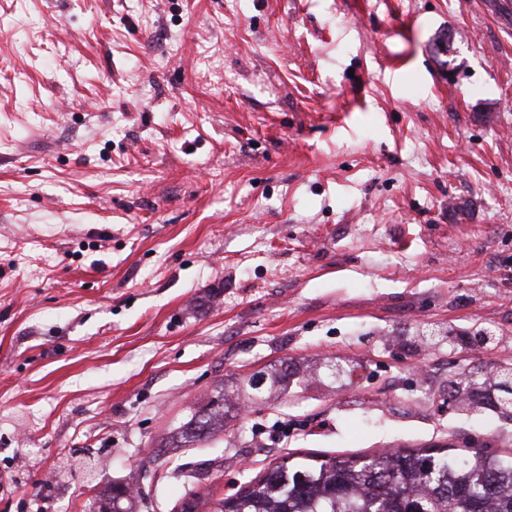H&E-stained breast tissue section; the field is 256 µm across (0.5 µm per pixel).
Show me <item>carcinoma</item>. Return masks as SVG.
<instances>
[{"label": "carcinoma", "mask_w": 512, "mask_h": 512, "mask_svg": "<svg viewBox=\"0 0 512 512\" xmlns=\"http://www.w3.org/2000/svg\"><path fill=\"white\" fill-rule=\"evenodd\" d=\"M224 431V399L185 424L187 439ZM115 512H134L125 486L102 494ZM219 512H512V457L474 452L454 461L425 451L370 458L331 457L318 465L276 466Z\"/></svg>", "instance_id": "cac0c4a2"}]
</instances>
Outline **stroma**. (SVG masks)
Segmentation results:
<instances>
[{
    "mask_svg": "<svg viewBox=\"0 0 512 512\" xmlns=\"http://www.w3.org/2000/svg\"><path fill=\"white\" fill-rule=\"evenodd\" d=\"M506 364L512 0H0V512L512 456ZM223 391V390H222ZM211 407L200 416L193 415L182 431L186 439H196L202 435H211L224 430V391L218 401H212Z\"/></svg>",
    "mask_w": 512,
    "mask_h": 512,
    "instance_id": "obj_1",
    "label": "stroma"
}]
</instances>
